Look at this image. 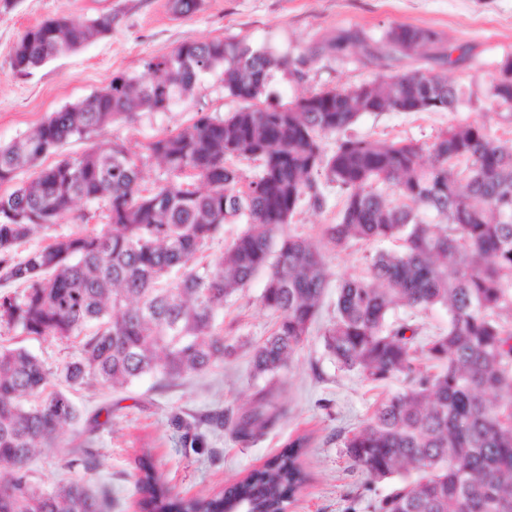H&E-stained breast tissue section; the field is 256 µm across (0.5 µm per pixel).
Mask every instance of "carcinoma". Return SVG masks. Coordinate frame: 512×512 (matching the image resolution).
Segmentation results:
<instances>
[{
    "label": "carcinoma",
    "instance_id": "carcinoma-1",
    "mask_svg": "<svg viewBox=\"0 0 512 512\" xmlns=\"http://www.w3.org/2000/svg\"><path fill=\"white\" fill-rule=\"evenodd\" d=\"M112 14L81 24L56 15L26 28L11 66L28 74L52 58L112 32ZM360 45L372 64L419 54L423 64L381 75L355 90L321 89L289 103L266 104L275 73L302 74L305 55L291 59L236 37L184 41L146 62L144 79L116 75L83 101L52 113L35 130L0 144V185L54 153L139 109L164 111L218 71L240 103L225 118L207 112L165 134L133 159L107 144L40 169L0 195V280L23 286L0 296V319L28 336L84 335L68 363L71 388L94 380L123 387L144 375L173 379L224 365L239 349L224 335V304L266 274L262 306L275 328L252 349V379L265 381L250 407L233 418L215 411L200 422L229 428L240 442L264 436L286 415L278 378L317 323L328 269L321 251L287 225L300 204L327 205L321 181L345 194L336 223L322 228L334 248L353 241L396 240L365 272L338 285L336 314L321 336L343 371L382 382L402 376L406 388L376 404L343 439L353 466L375 483L410 469L411 483L393 487L377 512H512V145L485 121L456 124L429 145L379 141L349 133L363 112H458L479 104L512 122V83L502 74L482 93L448 83L434 66L456 65L434 31L391 27L378 40L343 34L320 50ZM336 137L325 149L323 138ZM429 162L423 163V154ZM156 161L168 179L141 194L142 169ZM257 164L251 177L239 163ZM102 201L108 224L98 232L57 238L12 258L35 229L59 224L73 205ZM244 229L213 265L194 257L226 224ZM178 281L161 285L174 268ZM400 308L418 317L442 308L448 327L421 343L420 325L395 320ZM49 373L23 347H0V512H109L107 495L81 479L44 490L28 466L65 426L91 433L62 390L46 391ZM307 438L214 495L180 498L143 460L136 484L142 512H286L307 477L300 457Z\"/></svg>",
    "mask_w": 512,
    "mask_h": 512
}]
</instances>
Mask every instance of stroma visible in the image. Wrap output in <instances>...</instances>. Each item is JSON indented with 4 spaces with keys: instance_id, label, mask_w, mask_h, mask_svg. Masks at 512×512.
I'll return each mask as SVG.
<instances>
[{
    "instance_id": "obj_1",
    "label": "stroma",
    "mask_w": 512,
    "mask_h": 512,
    "mask_svg": "<svg viewBox=\"0 0 512 512\" xmlns=\"http://www.w3.org/2000/svg\"><path fill=\"white\" fill-rule=\"evenodd\" d=\"M106 12L115 17L108 36L31 73L13 70L12 48L27 27L58 14L80 23ZM396 24L433 30L453 54H465L464 62L444 68L443 73L449 82L475 91L482 90L497 75L502 60L512 56V0H201L197 12L182 18L170 13L168 0H0V144L23 137L52 112L94 94L112 76L143 75L145 60L185 41L238 36L256 46L298 54L344 32L377 39ZM305 72L300 80L277 74L270 104H285L325 87L351 90L373 79L377 69L352 48L314 57ZM238 107V101L224 93L223 75L208 74L192 96L169 110L142 111L132 120L70 138L38 166L110 142L138 155L150 141L191 125L198 111L221 118ZM473 120L487 121L496 137L512 141V123L475 107L454 113L365 112L350 131L376 140L428 145L449 126ZM329 196L328 206L321 210L302 204L290 224L293 233L310 239L326 257L330 284L319 315L323 323L333 315L336 283L361 273L368 257L380 248L376 242L354 241L342 249L326 243L321 228L335 223L343 207L340 193L333 190ZM107 222L104 206L77 202L68 219L39 229L15 249L13 257L23 259L58 237L101 230ZM264 282V276H256L224 307V333L239 339L241 346L223 367L175 380L147 376L122 390L94 381L70 390L83 417L97 418L99 425L82 435L62 428L55 446L44 448L29 465L36 482L50 490L64 477L80 478L105 492L111 502L109 512H139L136 474L144 457H151L162 483L188 498L223 490L278 455L288 440L305 434L309 444L301 461L308 480L288 512H375L378 500L394 483H368L344 455L342 441L376 402L405 383L394 378L373 384L358 373L338 370L318 334L308 337L281 376L280 400L288 414L269 434L243 444L228 431L210 430L204 447L181 444L182 431L174 425L173 415L193 421L221 410L233 417L252 400L258 385L251 377V351L275 322L260 301ZM0 346L30 350L48 369L51 386L59 388L66 365L80 353L81 340L25 336L0 322ZM79 446L94 454L93 470L69 467L71 451Z\"/></svg>"
}]
</instances>
